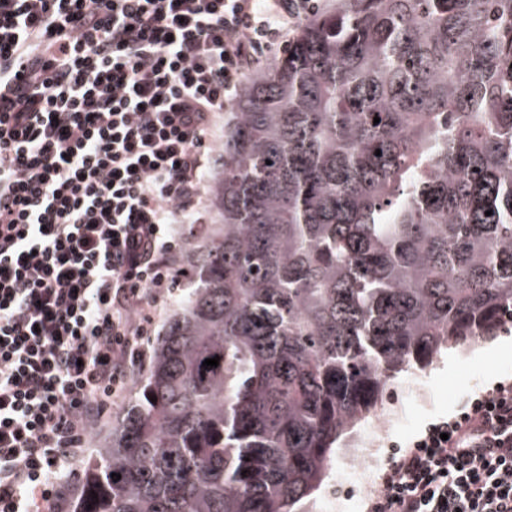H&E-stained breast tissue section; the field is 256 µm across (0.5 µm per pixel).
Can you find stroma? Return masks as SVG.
Returning a JSON list of instances; mask_svg holds the SVG:
<instances>
[{"label": "stroma", "mask_w": 512, "mask_h": 512, "mask_svg": "<svg viewBox=\"0 0 512 512\" xmlns=\"http://www.w3.org/2000/svg\"><path fill=\"white\" fill-rule=\"evenodd\" d=\"M424 399L403 395L397 401L383 400L380 414L393 425L387 438L371 452L367 464L368 479L378 484L393 450L404 449L430 424L453 413L462 398L490 387L498 381H512V347L505 351L492 348L485 339L470 346L454 348L452 355L439 357L420 373ZM348 463L336 461L317 491L302 506V512H362L365 489L332 498L334 484L347 482Z\"/></svg>", "instance_id": "35a3bbf8"}]
</instances>
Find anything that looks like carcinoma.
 Here are the masks:
<instances>
[{
    "label": "carcinoma",
    "mask_w": 512,
    "mask_h": 512,
    "mask_svg": "<svg viewBox=\"0 0 512 512\" xmlns=\"http://www.w3.org/2000/svg\"><path fill=\"white\" fill-rule=\"evenodd\" d=\"M221 158L139 396L57 512H295L390 380L512 315V0H334Z\"/></svg>",
    "instance_id": "1"
}]
</instances>
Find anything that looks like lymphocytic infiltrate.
Here are the masks:
<instances>
[{"mask_svg":"<svg viewBox=\"0 0 512 512\" xmlns=\"http://www.w3.org/2000/svg\"><path fill=\"white\" fill-rule=\"evenodd\" d=\"M319 0H0V512H41L143 359L245 71ZM365 512H512V383Z\"/></svg>","mask_w":512,"mask_h":512,"instance_id":"lymphocytic-infiltrate-1","label":"lymphocytic infiltrate"}]
</instances>
